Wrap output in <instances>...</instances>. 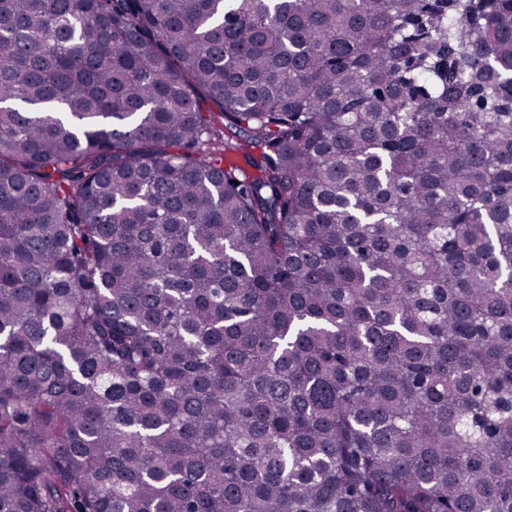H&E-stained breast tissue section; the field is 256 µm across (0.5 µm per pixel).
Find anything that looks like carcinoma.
I'll use <instances>...</instances> for the list:
<instances>
[{"instance_id":"1","label":"carcinoma","mask_w":512,"mask_h":512,"mask_svg":"<svg viewBox=\"0 0 512 512\" xmlns=\"http://www.w3.org/2000/svg\"><path fill=\"white\" fill-rule=\"evenodd\" d=\"M0 512H512V0H0Z\"/></svg>"}]
</instances>
